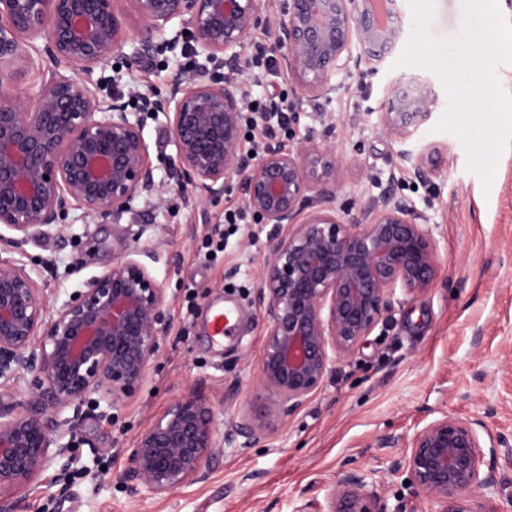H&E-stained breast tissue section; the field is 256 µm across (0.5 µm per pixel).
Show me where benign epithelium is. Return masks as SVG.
I'll list each match as a JSON object with an SVG mask.
<instances>
[{"mask_svg": "<svg viewBox=\"0 0 512 512\" xmlns=\"http://www.w3.org/2000/svg\"><path fill=\"white\" fill-rule=\"evenodd\" d=\"M118 0H0V244L45 238L70 205L97 216L121 212L159 191L135 113L97 98L87 79L125 43ZM143 21L130 61L147 57L155 34L189 22L197 52L237 57L257 26L264 0H130ZM277 32L284 67L303 97L325 93L349 66L375 71L397 45V0H287ZM45 37L72 70L43 82L23 104L5 83ZM244 90L234 80H184L166 113L179 167L209 194L237 179L247 209L273 225L259 298L268 323L261 382L272 394L263 412L232 423L217 439L210 401L176 398L125 449L115 479L139 493L167 495L205 478L222 442L242 451L272 436L271 419L300 409L336 362L352 355L383 320L396 292L433 286L439 245L429 218L389 189L369 213L336 211V168L329 147L301 143L249 165L253 146L241 125ZM427 77L397 76L376 109V127L404 144L434 112ZM438 149L402 150L403 170L420 181L435 171ZM139 248L90 279L73 300L49 312L37 281L18 259L0 256V492L30 487L65 456L77 423L62 411L91 398L112 408L130 396L158 355L166 288L138 259ZM33 376L24 406L18 385ZM474 423L454 414L414 431L404 470L436 512H495L468 492L489 484ZM376 483L347 472L332 484L326 512H383Z\"/></svg>", "mask_w": 512, "mask_h": 512, "instance_id": "7a95c632", "label": "benign epithelium"}]
</instances>
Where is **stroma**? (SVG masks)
<instances>
[{"instance_id": "stroma-1", "label": "stroma", "mask_w": 512, "mask_h": 512, "mask_svg": "<svg viewBox=\"0 0 512 512\" xmlns=\"http://www.w3.org/2000/svg\"><path fill=\"white\" fill-rule=\"evenodd\" d=\"M284 6L285 0H265L240 56L210 61L196 54V76L220 80L230 72L253 94L286 92L297 112L291 131L264 144L334 149L342 160L336 208L345 217L361 216L389 187L429 216L439 242L434 286L414 298L396 294L384 322L337 363L302 408L275 421L270 440L243 453L217 449L202 481L161 497H141L113 480L127 465L126 448L178 396L193 390L208 396L220 431L267 403L269 394L259 386L267 324L258 288L275 234L252 214L244 223L225 224V214L243 205L236 183L211 195L178 167L166 114L173 108L172 79L195 47L192 34L167 29L155 36L148 60L135 65L129 61L135 44L125 43L93 70L91 86L107 102L120 99L126 85L156 102V112L139 118L159 194L108 217L69 208L53 237L18 244L11 255L56 309L134 248L149 250L146 265L170 300L166 329L133 394L104 415L87 404L63 411L81 426L67 476L48 468L37 488L0 498L7 512H324L332 483L349 471L373 472L385 512H435L434 501L408 489L392 465L405 455V436L442 411L477 422L480 437L493 438L482 466L491 481L480 500L512 512V148L486 191L466 171L455 136L424 126L402 145L382 135L374 112L394 76L385 66L374 73L349 68L332 77V90L322 96H299L276 38ZM259 43L277 59L260 76L248 67ZM37 46L12 87L23 99L52 73L69 71L47 52L46 39ZM426 146L441 150L438 171L416 183L403 172L399 151ZM219 239L223 251L205 258L206 243ZM219 304L237 315L220 348L208 326L210 309Z\"/></svg>"}]
</instances>
